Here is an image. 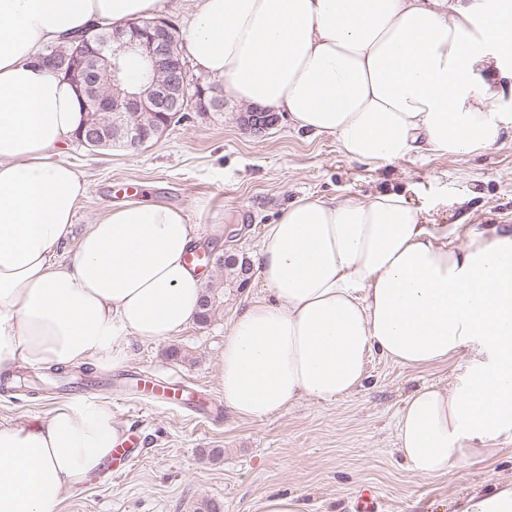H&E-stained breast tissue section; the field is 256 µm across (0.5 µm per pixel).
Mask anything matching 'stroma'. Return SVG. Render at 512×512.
I'll use <instances>...</instances> for the list:
<instances>
[{
  "mask_svg": "<svg viewBox=\"0 0 512 512\" xmlns=\"http://www.w3.org/2000/svg\"><path fill=\"white\" fill-rule=\"evenodd\" d=\"M190 81L224 98L220 112H187L136 153L92 151L77 141L59 158L87 185L75 222L98 221L126 201V185L141 200L182 208L198 225V245L216 254L248 258L266 224L292 200L363 199L378 190L405 189L415 206L440 224H498L512 228V132L490 151L466 159L410 157L379 170L349 161L335 137L295 131L287 120L260 135L244 130L243 104L226 97L222 79L186 60ZM225 227L223 244L210 227ZM245 292L232 291L208 324L191 323L162 342L129 341L126 357L110 368L89 362L63 370L60 379L40 375L33 388H15L0 374V422L46 418L67 397L60 381L80 387L84 398L107 402L125 432L143 447L125 471L103 468L61 505L60 512H194L203 499L223 512H260L270 494H298L309 512H358L364 489L375 491L383 512H449L451 500L470 489L493 490L512 476V441L490 463L458 465L432 480L413 476L395 448V420L406 397L422 382H448L453 366L406 369L372 354L366 378L354 394L333 405L305 399L263 420L238 418L223 407L218 378L224 332ZM186 352L168 358L171 347ZM148 371L177 377L191 404L218 403L212 419L192 418L177 407L150 406L132 376Z\"/></svg>",
  "mask_w": 512,
  "mask_h": 512,
  "instance_id": "stroma-1",
  "label": "stroma"
}]
</instances>
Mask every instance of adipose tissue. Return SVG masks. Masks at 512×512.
<instances>
[{"mask_svg": "<svg viewBox=\"0 0 512 512\" xmlns=\"http://www.w3.org/2000/svg\"><path fill=\"white\" fill-rule=\"evenodd\" d=\"M163 0H0V372L118 364L130 338L193 321L207 277L187 262L183 209L129 201L75 231L86 183L55 159L83 121L43 46ZM189 48L241 103L287 113L373 168L493 147L512 114L482 91L512 56V9L485 0H196ZM74 241L73 255L61 246ZM258 290L224 334V404L264 419L356 392L373 352L412 370L465 358L463 383L425 382L395 450L421 479L498 455L512 432V231L431 223L406 193L291 202L253 257ZM123 435L110 404L72 400L0 423V512H58Z\"/></svg>", "mask_w": 512, "mask_h": 512, "instance_id": "1", "label": "adipose tissue"}]
</instances>
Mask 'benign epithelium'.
Wrapping results in <instances>:
<instances>
[{
	"label": "benign epithelium",
	"instance_id": "benign-epithelium-1",
	"mask_svg": "<svg viewBox=\"0 0 512 512\" xmlns=\"http://www.w3.org/2000/svg\"><path fill=\"white\" fill-rule=\"evenodd\" d=\"M85 33L76 40L69 55L55 51L39 56L53 72L71 80L85 112V121L76 139L89 148L98 145V128L112 121L118 147L137 152L159 138L164 129L181 113L195 110L208 112L218 107L199 84L188 80L182 48L173 24L166 19L128 21L109 26V31ZM134 54L145 64L141 82L136 87L126 83L120 58ZM107 77L112 84L110 95L87 99L82 84L97 83ZM280 115L269 109L249 106L239 113L244 129L262 134L278 125Z\"/></svg>",
	"mask_w": 512,
	"mask_h": 512
}]
</instances>
